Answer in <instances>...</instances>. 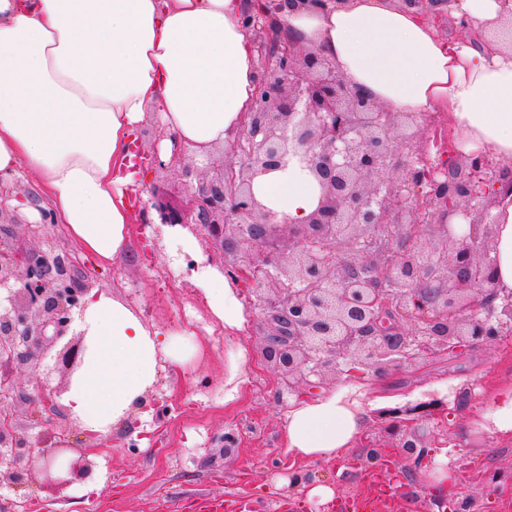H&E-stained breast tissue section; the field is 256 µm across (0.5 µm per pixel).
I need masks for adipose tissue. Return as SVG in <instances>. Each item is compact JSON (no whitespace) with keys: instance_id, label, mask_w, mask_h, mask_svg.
Masks as SVG:
<instances>
[{"instance_id":"ef3b65f1","label":"adipose tissue","mask_w":512,"mask_h":512,"mask_svg":"<svg viewBox=\"0 0 512 512\" xmlns=\"http://www.w3.org/2000/svg\"><path fill=\"white\" fill-rule=\"evenodd\" d=\"M243 0H0V187L37 179L54 223L103 267L128 252L137 183L124 163L147 115L187 156L209 159L239 130L256 92ZM485 35L482 45L438 36L413 8L344 0L325 10L284 8V29L331 59L347 83L392 112L450 113L457 142L512 164V0H456ZM257 200L288 223L315 210L320 187L298 163L257 177ZM493 258L512 290V189L496 198ZM213 314L246 321L220 270L200 268ZM85 353L66 404L84 431L110 432L146 402L163 364L188 352L160 337L122 300L91 292L77 318ZM361 398L334 391L301 400L286 416V451L332 458L362 432Z\"/></svg>"}]
</instances>
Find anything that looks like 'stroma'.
<instances>
[{"mask_svg":"<svg viewBox=\"0 0 512 512\" xmlns=\"http://www.w3.org/2000/svg\"><path fill=\"white\" fill-rule=\"evenodd\" d=\"M0 226L16 237L26 234L31 218L49 207L36 180L18 177ZM131 251L101 270L83 258L79 246L61 226L50 227L32 244L43 251L68 254L76 274L90 290L117 297L138 312L161 336L193 333L202 349L185 369L159 371L148 392L150 418H132L113 431L92 437L61 406L52 423L37 421L24 396L35 376L16 373L20 392L13 405L32 441L51 447L67 441L74 448H97L86 478L57 489L29 478L22 491L0 482V503L17 501L22 512H182L203 495L227 492L246 495L256 512H331L327 503L308 498L303 487L286 485L288 470L275 467L285 457L287 406L272 398L276 373L257 355L266 329L262 310L249 282L232 287L244 307V330H229L212 315L207 292L193 278L202 266L227 270L240 261L242 249H210L207 257L173 256L153 224H131ZM512 386V326L489 345L463 348L456 355L427 357L418 366L379 378L371 371L354 377L326 379L310 388V396L349 390L363 397L366 425L352 448L329 459L299 462L310 484L331 486L336 498L368 502L367 512H453L455 504L472 499L475 512H506L512 491L490 485L489 472L512 473V437L477 428L488 411L487 397ZM437 392L448 398L447 413L425 423L431 433L428 463L410 471L405 460L389 455L385 465L371 464L367 448L385 443L376 410ZM235 431L238 451L225 456L224 432ZM453 460L454 478L443 499L432 496V473L439 458Z\"/></svg>","mask_w":512,"mask_h":512,"instance_id":"1","label":"stroma"}]
</instances>
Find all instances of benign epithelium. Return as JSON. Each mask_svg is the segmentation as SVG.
Segmentation results:
<instances>
[{"mask_svg": "<svg viewBox=\"0 0 512 512\" xmlns=\"http://www.w3.org/2000/svg\"><path fill=\"white\" fill-rule=\"evenodd\" d=\"M279 0H247L242 27L263 36L258 91L228 159L190 169L183 149L170 162L146 154L150 169L190 179L184 203L152 191L160 224L205 231V248L232 243L250 255L232 274L249 280L262 303L268 330L257 352L278 376L274 398L286 404L299 382L314 376L348 377L361 370L382 378L423 357L455 354L491 343L512 323V292L498 288L488 243L490 210L505 179L482 151H455L443 164L418 144L419 117L389 112L347 84L336 65L281 29ZM318 181L317 208L302 224H289L264 208L252 192L260 175L292 158ZM406 237L439 229L448 247L410 248ZM288 236V259L250 254L254 245ZM340 243L354 257L337 259ZM0 286L9 306L0 311V480L21 488L38 473L67 486L89 470L85 448H41L18 432L8 404L15 371L35 372L70 329L84 303L85 280L65 256L0 237ZM408 320L405 332L400 322ZM83 342L66 344L57 363L72 375L83 361ZM56 391L38 384L27 401L40 418L59 411ZM448 410L436 393L388 406L377 417L392 440L368 458L394 450L413 470L428 459L429 435L414 423Z\"/></svg>", "mask_w": 512, "mask_h": 512, "instance_id": "benign-epithelium-1", "label": "benign epithelium"}]
</instances>
